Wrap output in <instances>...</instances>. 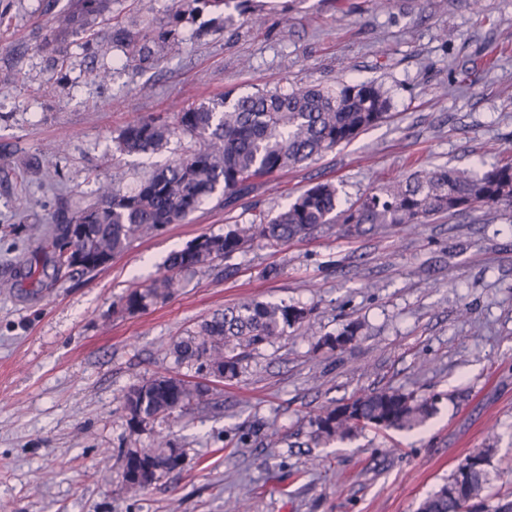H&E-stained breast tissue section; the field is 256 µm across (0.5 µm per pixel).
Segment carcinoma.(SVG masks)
Wrapping results in <instances>:
<instances>
[{
    "label": "carcinoma",
    "mask_w": 512,
    "mask_h": 512,
    "mask_svg": "<svg viewBox=\"0 0 512 512\" xmlns=\"http://www.w3.org/2000/svg\"><path fill=\"white\" fill-rule=\"evenodd\" d=\"M80 7L57 17L61 32H88L103 0H80ZM231 0H176L168 20L132 31L113 26L112 41L126 64L136 68L158 63L175 45L179 27L207 14L216 30L233 24L224 13ZM391 109L387 90L375 82L336 81V86L309 85L291 90H258L233 100L200 104L182 110L173 127L158 119L139 120L120 133L117 148L132 154L162 151L180 132L193 146L184 154L146 171L130 190L119 184L100 189L98 200L72 214L56 217L43 229L53 272L94 271L124 252L131 242L179 224L213 198L228 207L256 190V181L296 168L352 141L383 121ZM484 209L512 215V162L480 171L439 167L416 171L403 180L371 191L358 203L341 206L339 190L322 183L306 190L275 216L258 213L247 224H236L222 235L200 236L167 259L168 273L137 287L122 298L121 311L133 314L164 301L183 288L182 273L228 271L222 262L247 251L256 240L286 246L312 235L327 224L350 234H364L387 224L418 227L444 214ZM87 225L81 238L69 235L70 224ZM310 311L286 302L246 301L226 306L177 339L172 354L179 364L208 369L236 378L242 362L273 340L304 328ZM199 386L175 377H154L132 386L124 408L140 427L174 412L185 413L203 401ZM342 406L326 407L311 420V440L328 444L351 438L370 427L414 430L435 412L434 397L384 388L364 391ZM495 449L466 456L452 477L422 499L416 512H460L471 501L476 512H512V501L486 504L488 468ZM127 491L137 493L182 464L183 450L162 438L150 448H121Z\"/></svg>",
    "instance_id": "carcinoma-1"
}]
</instances>
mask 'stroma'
<instances>
[{
    "instance_id": "35a3bbf8",
    "label": "stroma",
    "mask_w": 512,
    "mask_h": 512,
    "mask_svg": "<svg viewBox=\"0 0 512 512\" xmlns=\"http://www.w3.org/2000/svg\"><path fill=\"white\" fill-rule=\"evenodd\" d=\"M77 0H0V512H415L466 455L493 447L490 489L512 499V219L469 211L418 228L345 235L326 226L282 247L254 242L231 274L200 272L166 302L113 305L199 235L277 214L311 186L346 204L415 170L512 159V0H269L216 31L192 25L151 68H121L110 30L166 19L173 0H106L91 33H63ZM290 20L282 29L281 17ZM382 84L388 119L280 172L233 207L208 202L135 240L104 268L44 277L39 227L180 157L116 149L138 119L260 89ZM280 267L278 278L263 275ZM257 299L311 309L310 336L254 352L211 387L216 411L134 427L122 396L156 377L197 381L173 343L213 312ZM359 324L351 344L325 337ZM437 395L422 428L365 429L327 446L309 420L364 390ZM181 466L143 492L122 448L159 437Z\"/></svg>"
}]
</instances>
